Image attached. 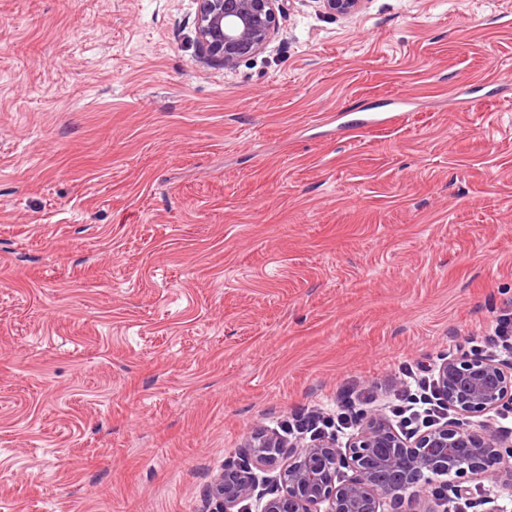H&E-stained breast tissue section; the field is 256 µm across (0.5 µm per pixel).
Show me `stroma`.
Here are the masks:
<instances>
[{
	"instance_id": "1",
	"label": "stroma",
	"mask_w": 512,
	"mask_h": 512,
	"mask_svg": "<svg viewBox=\"0 0 512 512\" xmlns=\"http://www.w3.org/2000/svg\"><path fill=\"white\" fill-rule=\"evenodd\" d=\"M194 13L0 0V512H209L512 311V0H296L230 73ZM365 0H317L322 13L332 17H349L359 13Z\"/></svg>"
}]
</instances>
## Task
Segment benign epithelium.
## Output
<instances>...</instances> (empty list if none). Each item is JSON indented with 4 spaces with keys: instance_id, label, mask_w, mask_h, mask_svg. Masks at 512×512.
I'll list each match as a JSON object with an SVG mask.
<instances>
[{
    "instance_id": "obj_1",
    "label": "benign epithelium",
    "mask_w": 512,
    "mask_h": 512,
    "mask_svg": "<svg viewBox=\"0 0 512 512\" xmlns=\"http://www.w3.org/2000/svg\"><path fill=\"white\" fill-rule=\"evenodd\" d=\"M365 0H317L322 13L349 17ZM294 0H195V41L200 57L226 72L262 53L279 33L278 17ZM434 391L453 414L445 422L405 436L385 414L365 410L355 417V432L340 444L318 435L287 442L259 432L246 446L249 463L228 467L208 487L215 512H243L241 503L266 498L263 512H384V505L418 509L427 489L450 484L458 497L472 481L512 489V451L490 428L474 431L472 416L486 415L512 402V366L493 356H445L434 368ZM282 462L276 488L258 491L253 467Z\"/></svg>"
}]
</instances>
